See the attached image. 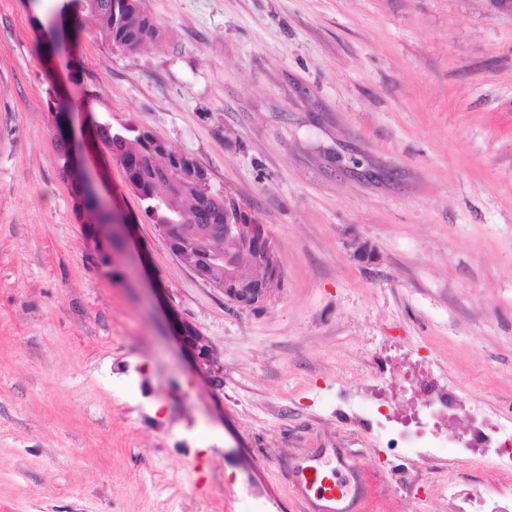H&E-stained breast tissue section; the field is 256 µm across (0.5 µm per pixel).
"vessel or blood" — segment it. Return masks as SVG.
<instances>
[{
	"instance_id": "vessel-or-blood-1",
	"label": "vessel or blood",
	"mask_w": 512,
	"mask_h": 512,
	"mask_svg": "<svg viewBox=\"0 0 512 512\" xmlns=\"http://www.w3.org/2000/svg\"><path fill=\"white\" fill-rule=\"evenodd\" d=\"M291 488L308 502V512H360V505L353 502L340 469L329 461L316 458L296 470Z\"/></svg>"
}]
</instances>
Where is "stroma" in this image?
Listing matches in <instances>:
<instances>
[{
  "instance_id": "obj_1",
  "label": "stroma",
  "mask_w": 512,
  "mask_h": 512,
  "mask_svg": "<svg viewBox=\"0 0 512 512\" xmlns=\"http://www.w3.org/2000/svg\"><path fill=\"white\" fill-rule=\"evenodd\" d=\"M64 0H0V512H304L289 478L380 460L366 512H454L512 467L390 443L420 373L512 420V12L490 0H143L159 36L47 42ZM151 130L268 231L241 310L170 251L123 167L85 150L132 238L87 244L46 104ZM372 248L364 263L354 243ZM120 278H113V271ZM177 314L203 336L197 366ZM399 375L396 386L388 378Z\"/></svg>"
}]
</instances>
